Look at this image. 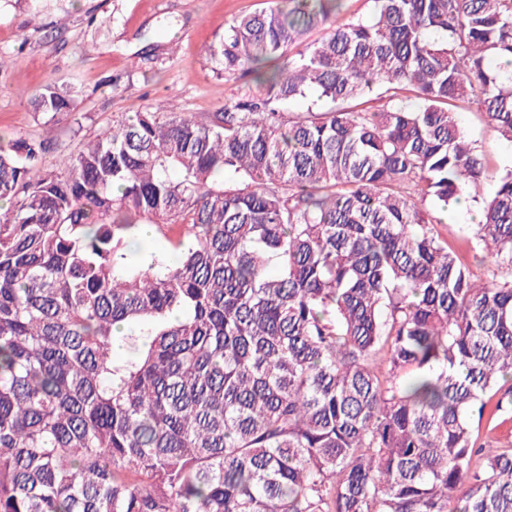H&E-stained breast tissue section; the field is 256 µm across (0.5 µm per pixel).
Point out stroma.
<instances>
[{"mask_svg":"<svg viewBox=\"0 0 512 512\" xmlns=\"http://www.w3.org/2000/svg\"><path fill=\"white\" fill-rule=\"evenodd\" d=\"M271 0H67L40 16L25 5L0 6V53L18 55L0 68V136L41 138L28 90L72 84L80 94L75 119L55 126L57 145L45 157L75 153L81 140L143 107L177 104L201 116L250 86L249 77L218 76L203 53L234 19L261 11ZM457 121L483 154L486 186L512 169V142L488 124L474 105H462ZM80 134H73L74 123Z\"/></svg>","mask_w":512,"mask_h":512,"instance_id":"1","label":"stroma"}]
</instances>
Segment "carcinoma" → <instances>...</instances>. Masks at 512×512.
I'll return each mask as SVG.
<instances>
[{"mask_svg":"<svg viewBox=\"0 0 512 512\" xmlns=\"http://www.w3.org/2000/svg\"><path fill=\"white\" fill-rule=\"evenodd\" d=\"M343 2L233 20L205 52L255 86L204 119L56 167L0 137V512H512V446L473 439L512 406V169L463 239L492 281L434 216L486 177L461 104L512 142V0Z\"/></svg>","mask_w":512,"mask_h":512,"instance_id":"carcinoma-1","label":"carcinoma"}]
</instances>
